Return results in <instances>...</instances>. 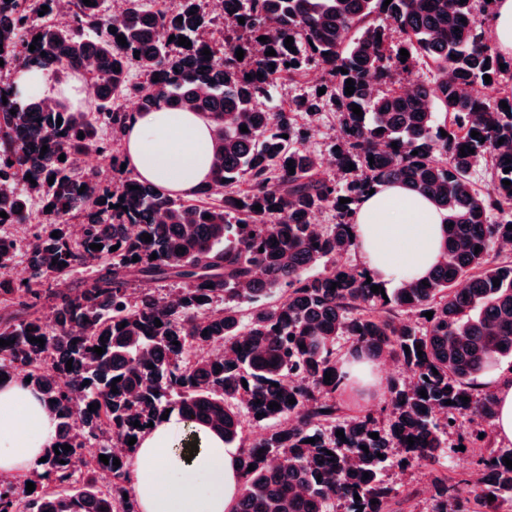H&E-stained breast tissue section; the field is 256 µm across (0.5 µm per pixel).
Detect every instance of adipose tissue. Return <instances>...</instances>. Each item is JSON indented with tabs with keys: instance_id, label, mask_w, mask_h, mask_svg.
<instances>
[{
	"instance_id": "ef3b65f1",
	"label": "adipose tissue",
	"mask_w": 512,
	"mask_h": 512,
	"mask_svg": "<svg viewBox=\"0 0 512 512\" xmlns=\"http://www.w3.org/2000/svg\"><path fill=\"white\" fill-rule=\"evenodd\" d=\"M20 99L67 100L82 107L80 81H61L38 69L17 73ZM122 158L138 178L167 191L193 195L212 176V122L194 112L163 108L133 112L122 134ZM446 214L428 198L383 184L356 208L353 240L362 266L376 285L389 288L425 277L444 249ZM197 448H182L188 434ZM56 437V422L39 394L24 383L0 382V473L16 478L32 471ZM236 444L178 414L154 422L131 460L133 492L141 512H232L242 491Z\"/></svg>"
}]
</instances>
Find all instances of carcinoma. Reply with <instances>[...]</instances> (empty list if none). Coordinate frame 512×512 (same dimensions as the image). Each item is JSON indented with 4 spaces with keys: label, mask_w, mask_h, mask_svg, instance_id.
<instances>
[{
    "label": "carcinoma",
    "mask_w": 512,
    "mask_h": 512,
    "mask_svg": "<svg viewBox=\"0 0 512 512\" xmlns=\"http://www.w3.org/2000/svg\"><path fill=\"white\" fill-rule=\"evenodd\" d=\"M68 2L58 21L56 0H0V10L15 17L14 25H0L1 75L40 68L59 79L81 74L89 86L81 109L38 97L19 105L0 100V212L7 214L0 225L25 222L36 202L51 227L33 233L22 252L13 236L0 234V339L14 341L0 354L30 379L56 420L35 490L0 492V512H139L128 488L138 445L128 440L169 410L239 442L243 490L234 512H335L338 504L345 512H403L400 505L419 490L398 497L384 471L404 463L427 471L430 512H512V469L503 462L512 460V449L493 447L489 435L479 437L483 430L471 431L468 442L485 481L443 471L448 433L474 418L493 426L495 393L478 379L512 356V259L494 248L512 243V185L503 184L512 182V58L486 38L493 3L232 0L225 22L238 36L224 43L207 37L212 20L199 0H177L171 8L127 0L116 25L107 0ZM43 6L48 12L40 16ZM179 36L191 46L179 45ZM289 36L294 51L285 46ZM402 48L409 52L404 62ZM270 49L276 55H265ZM418 63L436 78L411 94L395 87V76ZM133 66L149 85L139 111L200 112L214 125L213 177L194 200L131 172L108 188L102 172L73 167L78 155L114 153L102 132L125 127L120 102L140 90L129 81ZM314 66L329 76L325 95H297L286 112L266 107L275 78L295 82ZM325 96L340 128L334 176L321 172V157L304 148L309 128L292 117L315 114ZM354 104L363 115L354 114ZM467 146L475 152L463 157ZM486 158L495 178L482 188L470 172ZM380 184L430 198L452 223L443 258L426 281L383 294L371 291L363 268L336 263L355 247L348 229L356 206ZM221 189V204L206 202ZM326 209L336 223L319 228L312 217ZM73 217L81 220L78 238ZM19 257L29 276L16 286L7 274ZM89 264L100 266L93 278L49 293L54 324H46L33 285ZM319 264L321 272L308 274ZM166 280L181 283L174 304L151 287ZM341 339L357 353L402 362L415 382L393 378L380 409L346 412L338 402ZM96 346L105 353L93 352ZM271 402L280 408H269ZM92 403L99 404L94 412ZM246 420L263 428L248 442ZM65 444L71 450L55 454ZM118 446L127 449L120 466L99 460L115 458ZM85 448L96 453L87 458ZM105 468L114 480L106 492L96 479Z\"/></svg>",
    "instance_id": "obj_1"
}]
</instances>
